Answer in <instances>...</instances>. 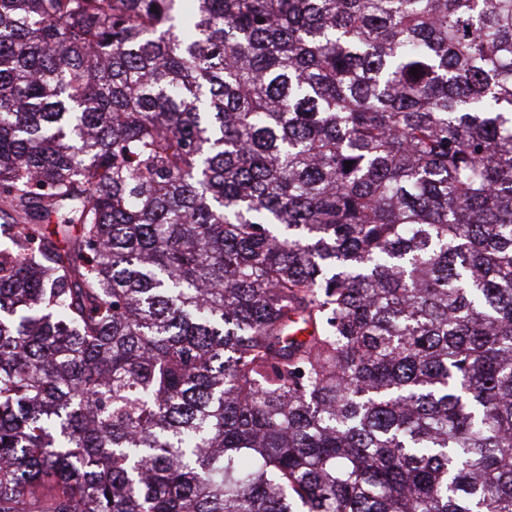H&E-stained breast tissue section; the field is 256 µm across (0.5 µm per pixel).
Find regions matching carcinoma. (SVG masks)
<instances>
[{"instance_id":"carcinoma-1","label":"carcinoma","mask_w":512,"mask_h":512,"mask_svg":"<svg viewBox=\"0 0 512 512\" xmlns=\"http://www.w3.org/2000/svg\"><path fill=\"white\" fill-rule=\"evenodd\" d=\"M0 512H512V0H0Z\"/></svg>"}]
</instances>
